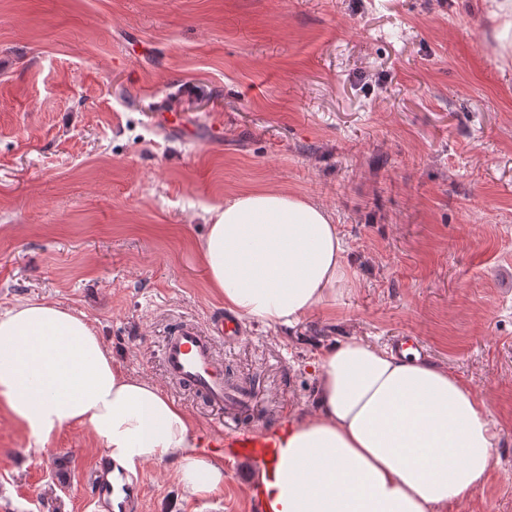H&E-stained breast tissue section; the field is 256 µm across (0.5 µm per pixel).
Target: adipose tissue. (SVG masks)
Returning a JSON list of instances; mask_svg holds the SVG:
<instances>
[{
	"instance_id": "obj_1",
	"label": "adipose tissue",
	"mask_w": 512,
	"mask_h": 512,
	"mask_svg": "<svg viewBox=\"0 0 512 512\" xmlns=\"http://www.w3.org/2000/svg\"><path fill=\"white\" fill-rule=\"evenodd\" d=\"M499 57L512 61V0H484ZM200 243L212 288L241 317L294 326L350 279L332 214L277 190L210 208ZM311 410L295 413L262 472L263 512H447L484 481L496 435L485 403L442 365L350 338L321 350ZM0 405L35 445L87 426L129 471L169 460L207 497L224 469L186 410L122 371L85 315L28 301L0 311Z\"/></svg>"
}]
</instances>
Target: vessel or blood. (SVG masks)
<instances>
[{"label": "vessel or blood", "instance_id": "vessel-or-blood-1", "mask_svg": "<svg viewBox=\"0 0 512 512\" xmlns=\"http://www.w3.org/2000/svg\"><path fill=\"white\" fill-rule=\"evenodd\" d=\"M242 334L233 316L214 318L203 326L191 320L177 322L165 336L161 357L165 377L181 388L201 395L224 413V426L210 443L227 457L250 462L255 471L266 470L275 446L273 432L256 430L245 419L252 409L248 388L229 377L217 355L218 343H235ZM95 505L101 512H132L138 498L136 483L102 467L94 480Z\"/></svg>", "mask_w": 512, "mask_h": 512}]
</instances>
